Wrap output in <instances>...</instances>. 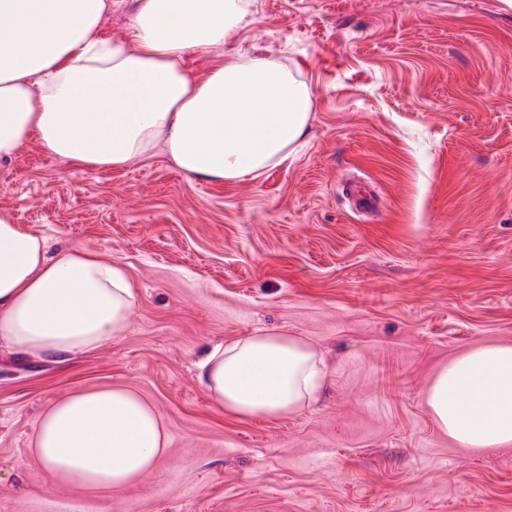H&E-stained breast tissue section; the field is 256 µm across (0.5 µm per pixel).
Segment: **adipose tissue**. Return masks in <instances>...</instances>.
Masks as SVG:
<instances>
[{"mask_svg":"<svg viewBox=\"0 0 512 512\" xmlns=\"http://www.w3.org/2000/svg\"><path fill=\"white\" fill-rule=\"evenodd\" d=\"M249 0H136L129 33H104L112 0H0V162L30 140L71 167L119 170L163 150L187 178L235 182L280 164L304 137L312 93L279 60L225 57ZM213 54L199 78L189 61ZM135 307L123 267L0 214V347L63 358L125 335ZM200 380L236 418L307 410L322 354L278 330L212 347ZM425 403L464 448L512 445V344L478 346L435 375ZM169 428L134 391L79 390L45 409L32 439L62 483L91 494L136 482L165 453Z\"/></svg>","mask_w":512,"mask_h":512,"instance_id":"1","label":"adipose tissue"}]
</instances>
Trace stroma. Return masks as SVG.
<instances>
[{
	"instance_id": "obj_1",
	"label": "stroma",
	"mask_w": 512,
	"mask_h": 512,
	"mask_svg": "<svg viewBox=\"0 0 512 512\" xmlns=\"http://www.w3.org/2000/svg\"><path fill=\"white\" fill-rule=\"evenodd\" d=\"M250 3L232 53L280 59L313 94L278 166L223 185L160 152L69 168L35 140L0 164V212L111 256L137 300L94 352H0V512H512V446L461 447L425 405L449 360L512 344V0ZM261 328L309 341L330 381L300 414L241 421L198 364ZM106 386L171 438L94 496L30 448L50 403Z\"/></svg>"
}]
</instances>
